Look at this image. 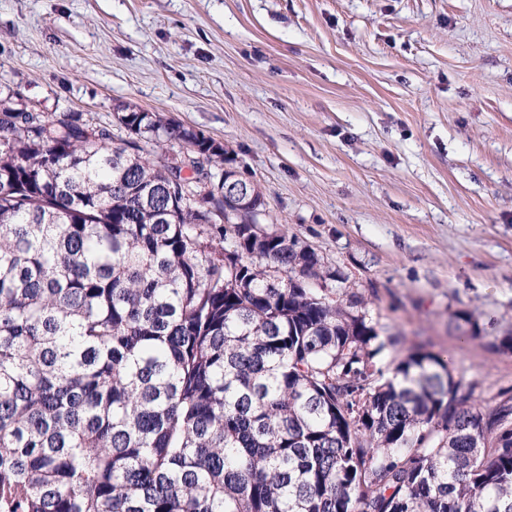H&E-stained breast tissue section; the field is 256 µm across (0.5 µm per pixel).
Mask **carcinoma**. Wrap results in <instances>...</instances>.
Here are the masks:
<instances>
[{
	"label": "carcinoma",
	"instance_id": "cac0c4a2",
	"mask_svg": "<svg viewBox=\"0 0 512 512\" xmlns=\"http://www.w3.org/2000/svg\"><path fill=\"white\" fill-rule=\"evenodd\" d=\"M115 119L0 105V512H512V387L396 354L296 236L207 223L223 144Z\"/></svg>",
	"mask_w": 512,
	"mask_h": 512
}]
</instances>
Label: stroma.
<instances>
[{"label": "stroma", "instance_id": "35a3bbf8", "mask_svg": "<svg viewBox=\"0 0 512 512\" xmlns=\"http://www.w3.org/2000/svg\"><path fill=\"white\" fill-rule=\"evenodd\" d=\"M6 97L220 141L403 349L512 385V0H0Z\"/></svg>", "mask_w": 512, "mask_h": 512}]
</instances>
